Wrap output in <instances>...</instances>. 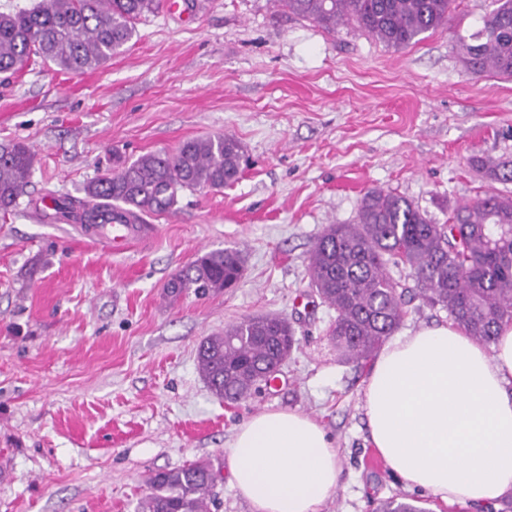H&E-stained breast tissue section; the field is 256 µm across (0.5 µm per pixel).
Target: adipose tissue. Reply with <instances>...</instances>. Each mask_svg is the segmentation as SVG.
<instances>
[{
  "instance_id": "ef3b65f1",
  "label": "adipose tissue",
  "mask_w": 512,
  "mask_h": 512,
  "mask_svg": "<svg viewBox=\"0 0 512 512\" xmlns=\"http://www.w3.org/2000/svg\"><path fill=\"white\" fill-rule=\"evenodd\" d=\"M364 410L371 445L410 487L446 502L512 496V325L490 346L448 324L389 338ZM227 464L254 512H318L340 484L332 440L295 411L264 410L240 424Z\"/></svg>"
}]
</instances>
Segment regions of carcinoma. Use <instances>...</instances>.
Instances as JSON below:
<instances>
[{
    "label": "carcinoma",
    "instance_id": "1",
    "mask_svg": "<svg viewBox=\"0 0 512 512\" xmlns=\"http://www.w3.org/2000/svg\"><path fill=\"white\" fill-rule=\"evenodd\" d=\"M297 17L334 31L350 23L394 48L448 26L455 0H273ZM160 0H40L30 10L0 13V80L33 57L60 69H95L123 51L137 24ZM466 72L512 77V0H496L482 26L457 37ZM244 147L234 136L190 139L174 153L116 160L112 173L87 183L86 202L59 203L58 214L101 224L103 211L173 212L184 191L221 190L239 179ZM34 155L23 143L0 146V211L26 193ZM487 182H512L507 157L473 160ZM405 268L417 288L404 287L391 269ZM244 262L237 249L208 251L175 273L170 293L204 297L234 287ZM310 286L336 312L329 336L340 362L362 365L402 325L406 298L418 297L448 313L466 335L491 345L512 324V197L489 192L456 207L435 224L413 201L380 188L361 198L356 222L331 224L310 253ZM298 339L287 318L248 317L206 337L197 366L213 393L230 404L249 399L276 378ZM218 473L208 461L162 470L149 479L140 512H210ZM375 512H426L415 500L392 495Z\"/></svg>",
    "mask_w": 512,
    "mask_h": 512
}]
</instances>
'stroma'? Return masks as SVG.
<instances>
[{
    "label": "stroma",
    "instance_id": "1",
    "mask_svg": "<svg viewBox=\"0 0 512 512\" xmlns=\"http://www.w3.org/2000/svg\"><path fill=\"white\" fill-rule=\"evenodd\" d=\"M159 10L92 81L30 59L0 84V144L34 155L25 195L0 221V512H137L148 477L198 460L227 467L252 414L311 415L336 443L340 488L319 512H373L415 497L368 441V366L338 362L335 313L315 301L308 258L363 194L392 191L439 224L489 184L475 156L512 157V78L468 74L456 34L492 0H456L448 28L394 49L354 25L330 32L271 0H186ZM230 134L241 178L141 214L153 236L120 254L80 223L37 221L42 197L81 201L86 183L186 140ZM241 250L236 288L173 297L199 255ZM280 314L298 348L274 387L215 397L196 348L244 318Z\"/></svg>",
    "mask_w": 512,
    "mask_h": 512
}]
</instances>
